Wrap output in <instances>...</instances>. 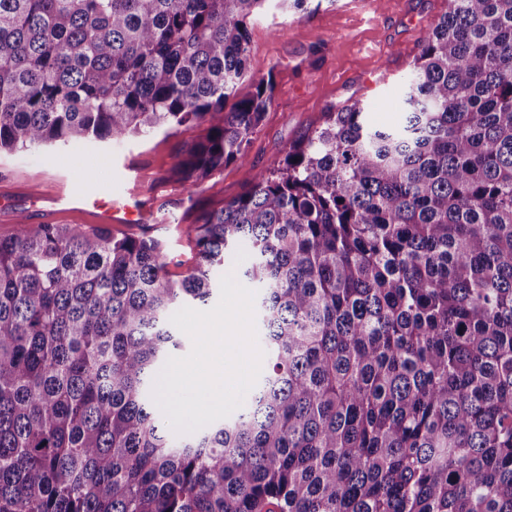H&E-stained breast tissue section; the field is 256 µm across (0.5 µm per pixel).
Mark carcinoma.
Wrapping results in <instances>:
<instances>
[{
	"instance_id": "carcinoma-1",
	"label": "carcinoma",
	"mask_w": 512,
	"mask_h": 512,
	"mask_svg": "<svg viewBox=\"0 0 512 512\" xmlns=\"http://www.w3.org/2000/svg\"><path fill=\"white\" fill-rule=\"evenodd\" d=\"M313 0H0V152L207 124L199 188L248 145L250 21ZM406 120L354 101L186 229L0 237V512H512V0H448ZM244 249L265 371L177 435L151 398L169 321Z\"/></svg>"
}]
</instances>
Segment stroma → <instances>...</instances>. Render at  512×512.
<instances>
[{
    "mask_svg": "<svg viewBox=\"0 0 512 512\" xmlns=\"http://www.w3.org/2000/svg\"><path fill=\"white\" fill-rule=\"evenodd\" d=\"M448 10V0H324L314 14L268 12L250 26V72L273 75L274 101L248 147V162L226 164L195 189L173 171L187 143L206 125L158 129L138 138L87 145H55L0 154V237L13 236L16 218L30 225H108L112 234L159 242L170 279H181L197 259L183 230L207 210L239 197L257 171L276 167L290 144L352 101L366 105L370 125L395 128L406 114L403 89L423 41ZM112 210L104 221L85 198ZM141 209L143 223L126 220Z\"/></svg>",
    "mask_w": 512,
    "mask_h": 512,
    "instance_id": "35a3bbf8",
    "label": "stroma"
}]
</instances>
